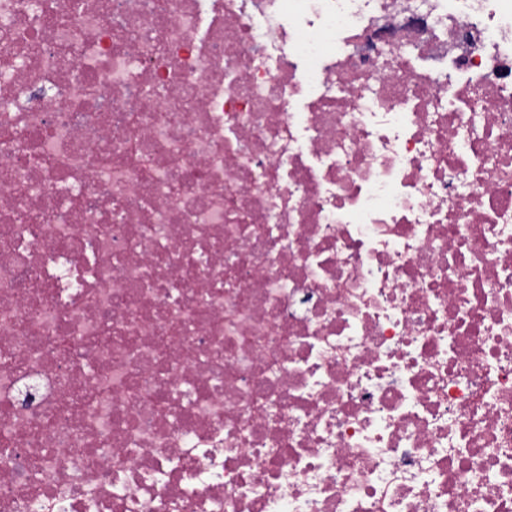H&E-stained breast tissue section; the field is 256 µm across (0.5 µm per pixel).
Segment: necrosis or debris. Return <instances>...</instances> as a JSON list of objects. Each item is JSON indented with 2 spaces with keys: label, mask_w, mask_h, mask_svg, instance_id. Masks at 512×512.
<instances>
[{
  "label": "necrosis or debris",
  "mask_w": 512,
  "mask_h": 512,
  "mask_svg": "<svg viewBox=\"0 0 512 512\" xmlns=\"http://www.w3.org/2000/svg\"><path fill=\"white\" fill-rule=\"evenodd\" d=\"M0 512H512V0H0Z\"/></svg>",
  "instance_id": "4bbe7bcc"
}]
</instances>
